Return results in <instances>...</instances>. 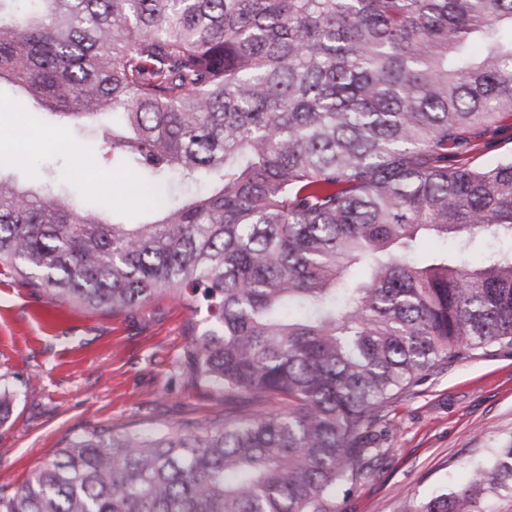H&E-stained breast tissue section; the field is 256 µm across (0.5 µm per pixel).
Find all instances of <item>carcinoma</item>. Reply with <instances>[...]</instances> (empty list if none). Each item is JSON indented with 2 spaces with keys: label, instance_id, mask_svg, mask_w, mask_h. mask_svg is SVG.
<instances>
[{
  "label": "carcinoma",
  "instance_id": "cac0c4a2",
  "mask_svg": "<svg viewBox=\"0 0 512 512\" xmlns=\"http://www.w3.org/2000/svg\"><path fill=\"white\" fill-rule=\"evenodd\" d=\"M145 176L139 222L0 175V264L89 309L206 307L224 417L88 430L0 512H335L431 369L512 348V0H0V84ZM512 441L404 512H483Z\"/></svg>",
  "mask_w": 512,
  "mask_h": 512
}]
</instances>
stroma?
Returning a JSON list of instances; mask_svg holds the SVG:
<instances>
[{
  "label": "stroma",
  "instance_id": "1",
  "mask_svg": "<svg viewBox=\"0 0 512 512\" xmlns=\"http://www.w3.org/2000/svg\"><path fill=\"white\" fill-rule=\"evenodd\" d=\"M96 133L48 120L0 91V170L45 180L79 208H134L139 180L93 174ZM207 313L159 297L122 314L91 310L0 269V389L12 396L0 425V491L75 436L220 417L224 394L179 377L188 327ZM373 474L336 495V512H401L465 482L464 463L488 461L512 440V349L432 369L392 397L367 431Z\"/></svg>",
  "mask_w": 512,
  "mask_h": 512
}]
</instances>
